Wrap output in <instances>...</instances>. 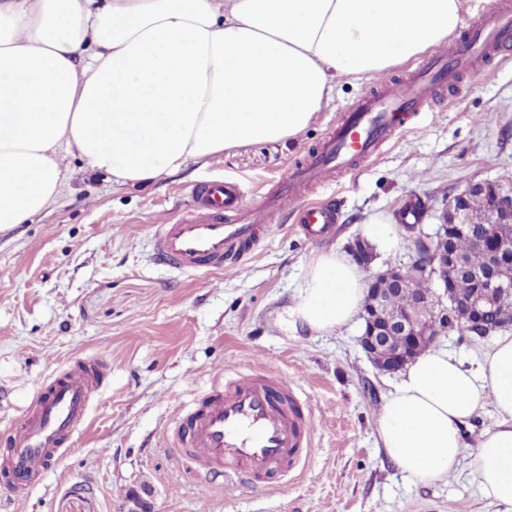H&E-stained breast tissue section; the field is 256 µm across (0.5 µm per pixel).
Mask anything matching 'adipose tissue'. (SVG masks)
<instances>
[{"mask_svg": "<svg viewBox=\"0 0 512 512\" xmlns=\"http://www.w3.org/2000/svg\"><path fill=\"white\" fill-rule=\"evenodd\" d=\"M465 0H0V231L53 205L63 155L146 185L249 144L299 137L336 86L448 45ZM366 286L336 251L313 255L291 322L349 324ZM496 424L470 462L482 495L512 506V333L476 368L440 346L401 372L378 419L410 481L456 470L462 428ZM495 421L496 416L493 408L488 406L479 416L463 427L466 442L472 446L480 434L494 426Z\"/></svg>", "mask_w": 512, "mask_h": 512, "instance_id": "adipose-tissue-1", "label": "adipose tissue"}]
</instances>
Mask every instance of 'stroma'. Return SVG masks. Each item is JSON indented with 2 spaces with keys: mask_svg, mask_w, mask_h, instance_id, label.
Listing matches in <instances>:
<instances>
[{
  "mask_svg": "<svg viewBox=\"0 0 512 512\" xmlns=\"http://www.w3.org/2000/svg\"><path fill=\"white\" fill-rule=\"evenodd\" d=\"M338 87L297 140L257 143L193 163L141 187L113 184L67 156L72 177L31 223L0 232V433L29 410L40 382L80 358L108 367L87 426L32 487L0 483V512H124L130 490L149 487L152 512H512L484 499L469 446L496 421L485 409L463 431L457 469L435 483L410 482L386 457L376 421L396 374L379 372L359 343L362 321L316 334L282 322L313 253L348 252L362 225L396 224L409 203L420 225L403 230L378 269L407 265L431 242L455 194L483 181L512 182V59L480 84L440 91L414 128L310 200H334L333 237L311 240L292 211L270 225L260 249L221 272L182 274L154 257L159 225L193 207L196 185L239 181L244 204L276 191L369 90ZM287 373L314 413L310 457L279 481L225 487L189 468L170 429L231 369Z\"/></svg>",
  "mask_w": 512,
  "mask_h": 512,
  "instance_id": "35a3bbf8",
  "label": "stroma"
}]
</instances>
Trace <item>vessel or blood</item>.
I'll list each match as a JSON object with an SVG mask.
<instances>
[{
  "instance_id": "vessel-or-blood-1",
  "label": "vessel or blood",
  "mask_w": 512,
  "mask_h": 512,
  "mask_svg": "<svg viewBox=\"0 0 512 512\" xmlns=\"http://www.w3.org/2000/svg\"><path fill=\"white\" fill-rule=\"evenodd\" d=\"M512 45V0H499L484 22L465 39L436 50L406 79L381 81L347 114L335 133L304 164L296 167L282 194L263 197L243 208V194L232 181L213 180L194 193L192 212L160 225L155 239L158 261L175 270H224L252 256L267 227L285 202L297 205V222L310 238L336 231L337 213L329 205L309 202L305 192L372 158L397 132L409 128L428 106L440 83L469 82L484 76L488 58ZM237 213L225 223V212ZM102 385V370L78 360L40 383L34 414L10 430L6 453L0 454V479L31 486L51 469L64 448L83 429L90 400ZM285 374L252 372L219 378L189 410L179 412L172 432L175 447L192 463L226 480L242 477L266 483L275 474L294 471L310 451L313 419Z\"/></svg>"
}]
</instances>
